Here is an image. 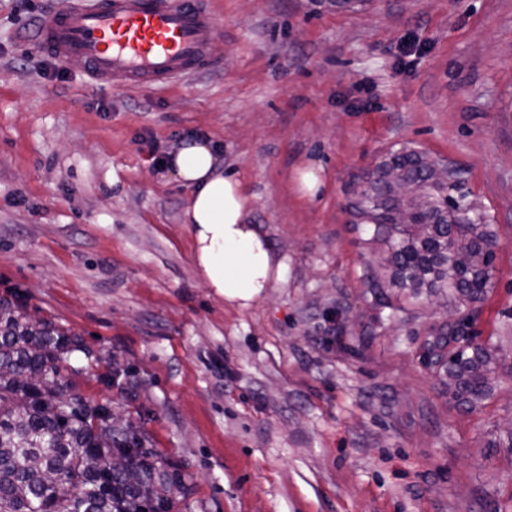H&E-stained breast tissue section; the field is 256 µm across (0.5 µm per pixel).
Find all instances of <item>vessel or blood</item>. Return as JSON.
I'll use <instances>...</instances> for the list:
<instances>
[{
  "label": "vessel or blood",
  "instance_id": "1",
  "mask_svg": "<svg viewBox=\"0 0 512 512\" xmlns=\"http://www.w3.org/2000/svg\"><path fill=\"white\" fill-rule=\"evenodd\" d=\"M216 27L208 0H96L44 18L36 46L96 86H157L210 68L204 36Z\"/></svg>",
  "mask_w": 512,
  "mask_h": 512
}]
</instances>
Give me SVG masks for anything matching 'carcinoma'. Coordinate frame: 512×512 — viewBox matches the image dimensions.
I'll return each instance as SVG.
<instances>
[{
  "label": "carcinoma",
  "mask_w": 512,
  "mask_h": 512,
  "mask_svg": "<svg viewBox=\"0 0 512 512\" xmlns=\"http://www.w3.org/2000/svg\"><path fill=\"white\" fill-rule=\"evenodd\" d=\"M432 164L415 150L392 155L349 207L370 240L384 246L394 287L413 297L446 288L465 306L491 286L496 234L479 207L451 204L455 184L427 181ZM399 179L419 182L426 201L411 224L394 223L393 213L412 205L395 195ZM78 352L87 353L78 337L0 302V512H169L158 489L180 484L178 473L117 436L111 413L74 392L66 413L60 393L41 385L45 373L60 376V363ZM448 353V393L469 405L483 400L493 389L496 352L471 345ZM122 449L125 466L109 467Z\"/></svg>",
  "instance_id": "carcinoma-1"
}]
</instances>
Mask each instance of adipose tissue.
Listing matches in <instances>:
<instances>
[{
    "instance_id": "1",
    "label": "adipose tissue",
    "mask_w": 512,
    "mask_h": 512,
    "mask_svg": "<svg viewBox=\"0 0 512 512\" xmlns=\"http://www.w3.org/2000/svg\"><path fill=\"white\" fill-rule=\"evenodd\" d=\"M165 168L190 190L183 222L199 276L226 301L248 306L280 280L285 262L260 225L251 223V198L242 182L225 173L217 150L202 136L187 139Z\"/></svg>"
}]
</instances>
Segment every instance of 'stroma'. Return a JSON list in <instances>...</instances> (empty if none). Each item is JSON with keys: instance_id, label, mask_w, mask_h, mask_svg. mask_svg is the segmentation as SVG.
<instances>
[{"instance_id": "stroma-1", "label": "stroma", "mask_w": 512, "mask_h": 512, "mask_svg": "<svg viewBox=\"0 0 512 512\" xmlns=\"http://www.w3.org/2000/svg\"><path fill=\"white\" fill-rule=\"evenodd\" d=\"M72 2L0 0V300L92 350L65 377L180 474L170 512H512V0H213L216 67L122 91L34 45ZM191 133L285 260L246 307L198 276L160 161ZM406 145L492 219L474 308L376 299L384 255L347 203ZM461 318L502 360L473 409L423 359ZM297 191L305 197H314L323 187L321 168L307 166L298 171L295 179Z\"/></svg>"}]
</instances>
